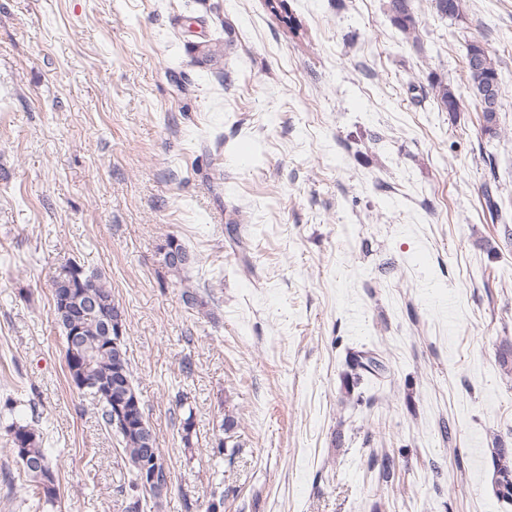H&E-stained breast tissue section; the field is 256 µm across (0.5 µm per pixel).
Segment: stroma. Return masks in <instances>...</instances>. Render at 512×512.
Listing matches in <instances>:
<instances>
[{"instance_id": "35a3bbf8", "label": "stroma", "mask_w": 512, "mask_h": 512, "mask_svg": "<svg viewBox=\"0 0 512 512\" xmlns=\"http://www.w3.org/2000/svg\"><path fill=\"white\" fill-rule=\"evenodd\" d=\"M385 3L285 0L294 34L267 0H0V472L23 484L7 430L36 421L59 478L40 504L0 481V512L126 497L51 314L69 261L124 311L160 512L216 494L224 512H512L491 459L512 448V0L457 19L413 0L415 45ZM474 41L507 85L492 132ZM171 236L192 257L177 275ZM364 349L386 366L372 386L352 383ZM475 56L479 58L477 64L472 63V58ZM466 61L470 92L477 101L480 111L483 112L484 121L495 130L497 112H500L502 99L501 81L496 63L489 51L479 42H472L467 46ZM492 86L495 87L497 99L493 110L486 112L482 108V103ZM432 96L441 108L446 112H455L459 109V99L451 84L437 82L432 84ZM173 251H176L178 254L181 255V259L178 264L170 263L167 260L168 255L170 253H172ZM160 253L163 254L162 262H163L164 267L167 268L168 271L173 272V273L179 274L180 271L182 269H184L191 262V256L188 253V251L174 237H170L167 239L165 244L160 248Z\"/></svg>"}]
</instances>
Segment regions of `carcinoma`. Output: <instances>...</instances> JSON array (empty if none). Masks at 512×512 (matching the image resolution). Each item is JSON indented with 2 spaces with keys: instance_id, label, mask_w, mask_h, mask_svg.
Returning <instances> with one entry per match:
<instances>
[{
  "instance_id": "carcinoma-1",
  "label": "carcinoma",
  "mask_w": 512,
  "mask_h": 512,
  "mask_svg": "<svg viewBox=\"0 0 512 512\" xmlns=\"http://www.w3.org/2000/svg\"><path fill=\"white\" fill-rule=\"evenodd\" d=\"M437 11L449 18H457L463 9V0H436ZM386 9L394 25L407 36L416 32V18L412 0H387ZM469 89L477 103H483L490 87H495V107L490 112H483L484 121L497 126V112L500 111L502 90L496 63L489 51L480 43L472 42L466 52ZM432 96L439 107L447 112L459 109V99L454 88L443 82L432 84ZM165 260L163 265L168 271L178 273L190 262L191 256L185 247L173 237L167 239L160 248ZM78 268L75 262L60 266L52 280L54 320L61 328L64 340H69L71 333H76L77 355H70L65 349L67 377L72 379L81 374L102 386H112V397L97 395L101 406V417L106 429L115 433L120 445L122 459L128 469L130 478L128 500L139 498L144 506L158 504L164 492H148L139 487L137 464L145 448L155 447V438L151 427H141L146 420L144 414L132 411L129 426L119 429L112 425L113 401L121 399L125 382H133L129 358L116 359L112 348V337L107 335L99 312L78 316L71 314L63 305L62 293L69 288L79 290L86 301L102 308L106 313L112 312L118 303L112 297V287L100 272H83L77 278L72 272ZM349 365L354 371L356 381H375L382 376L383 369L378 360L368 352H358L350 356ZM44 435L40 428L32 424H18L9 429V444L18 463L22 464L28 484L23 486L25 492L38 500L52 502L57 498L58 485L55 471L43 448ZM495 470V493L504 501H512V453L507 448H496L492 455Z\"/></svg>"
}]
</instances>
